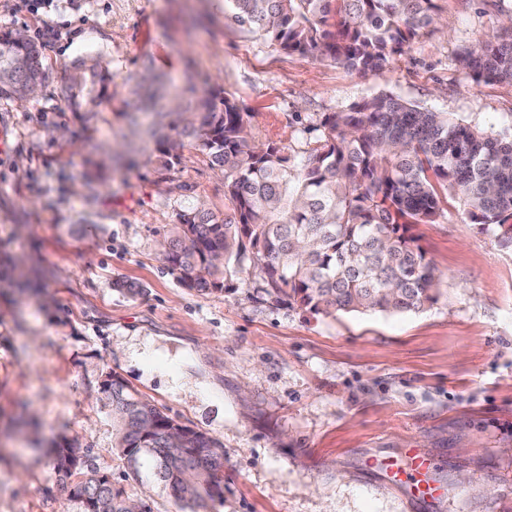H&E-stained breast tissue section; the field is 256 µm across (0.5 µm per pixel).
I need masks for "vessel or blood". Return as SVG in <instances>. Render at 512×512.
Listing matches in <instances>:
<instances>
[{
  "label": "vessel or blood",
  "mask_w": 512,
  "mask_h": 512,
  "mask_svg": "<svg viewBox=\"0 0 512 512\" xmlns=\"http://www.w3.org/2000/svg\"><path fill=\"white\" fill-rule=\"evenodd\" d=\"M388 482L406 486L412 500L425 502L438 499L440 487L433 477L434 465L431 460L409 448L397 458L375 461Z\"/></svg>",
  "instance_id": "obj_1"
}]
</instances>
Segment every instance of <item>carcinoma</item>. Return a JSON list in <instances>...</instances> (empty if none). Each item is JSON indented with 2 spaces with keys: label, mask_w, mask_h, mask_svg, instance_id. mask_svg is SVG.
<instances>
[{
  "label": "carcinoma",
  "mask_w": 512,
  "mask_h": 512,
  "mask_svg": "<svg viewBox=\"0 0 512 512\" xmlns=\"http://www.w3.org/2000/svg\"><path fill=\"white\" fill-rule=\"evenodd\" d=\"M439 0H224L225 18L287 54L310 55L367 73L410 48L438 19ZM486 82L512 84V18L491 40L461 54ZM43 50L19 32L0 35V99L25 100L44 81ZM112 84V70L91 57L75 66L64 103L86 112ZM196 120L190 145L224 172L232 216L192 204L176 213L164 260L189 290L223 292L252 267L276 304L312 314L400 313L437 301L440 276L413 233L435 224L448 198L503 245L512 244V136L493 135L448 112L379 94L328 115L324 140L295 162L251 137L244 113L223 89L184 91ZM158 172L183 159V144L157 138ZM112 407L115 449L125 478H152L183 512L224 504V450L183 426L114 375L100 387ZM90 475L70 497L84 512H127L132 499L98 473L89 451L54 449L55 473Z\"/></svg>",
  "instance_id": "cac0c4a2"
}]
</instances>
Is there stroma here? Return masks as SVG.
Wrapping results in <instances>:
<instances>
[{
    "label": "stroma",
    "instance_id": "obj_1",
    "mask_svg": "<svg viewBox=\"0 0 512 512\" xmlns=\"http://www.w3.org/2000/svg\"><path fill=\"white\" fill-rule=\"evenodd\" d=\"M439 30L365 74L286 54L224 17V0H0V31L43 46L35 100H0V512H83L50 448L94 468L154 512L168 489L122 479L112 408L119 375L224 448L214 512H512V246L448 202L415 228L441 278L419 312L314 315L265 301L258 274L226 292L182 288L160 242L189 203L230 213L224 175L195 149L168 179L148 129L187 119L163 96L139 111L143 76L233 96L256 141L300 159L325 115L379 93L512 131V84L458 57L495 32L512 0H441ZM112 68V94L68 111L77 60ZM417 448L439 501H411L370 459Z\"/></svg>",
    "mask_w": 512,
    "mask_h": 512
}]
</instances>
